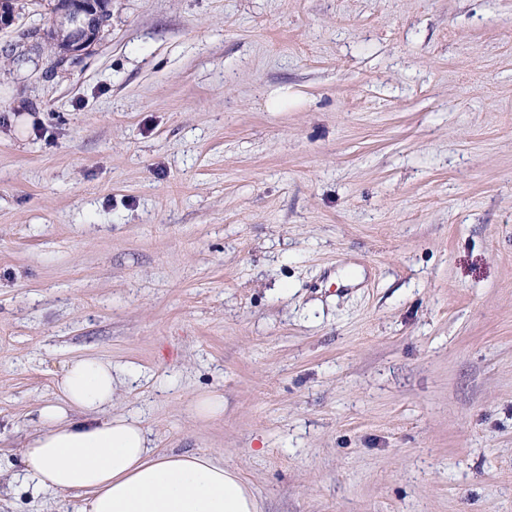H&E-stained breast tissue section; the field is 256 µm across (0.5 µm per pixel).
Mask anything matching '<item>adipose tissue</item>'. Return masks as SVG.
Returning <instances> with one entry per match:
<instances>
[{
    "label": "adipose tissue",
    "mask_w": 512,
    "mask_h": 512,
    "mask_svg": "<svg viewBox=\"0 0 512 512\" xmlns=\"http://www.w3.org/2000/svg\"><path fill=\"white\" fill-rule=\"evenodd\" d=\"M117 383L109 362L68 363L60 399L41 406L21 449L23 483L74 495L77 512H262L236 470L208 453L159 451L140 419L113 412Z\"/></svg>",
    "instance_id": "1"
}]
</instances>
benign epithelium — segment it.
<instances>
[{
  "label": "benign epithelium",
  "instance_id": "benign-epithelium-1",
  "mask_svg": "<svg viewBox=\"0 0 512 512\" xmlns=\"http://www.w3.org/2000/svg\"><path fill=\"white\" fill-rule=\"evenodd\" d=\"M109 0H64L57 3L56 15L49 30L31 31L29 48L41 42L62 47L63 55L55 57L51 69L76 63L97 41L110 20Z\"/></svg>",
  "mask_w": 512,
  "mask_h": 512
}]
</instances>
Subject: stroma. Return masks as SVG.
<instances>
[{
  "mask_svg": "<svg viewBox=\"0 0 512 512\" xmlns=\"http://www.w3.org/2000/svg\"><path fill=\"white\" fill-rule=\"evenodd\" d=\"M13 5L0 512H76L7 478L82 356L263 512H512V0H112L52 73Z\"/></svg>",
  "mask_w": 512,
  "mask_h": 512,
  "instance_id": "1",
  "label": "stroma"
}]
</instances>
